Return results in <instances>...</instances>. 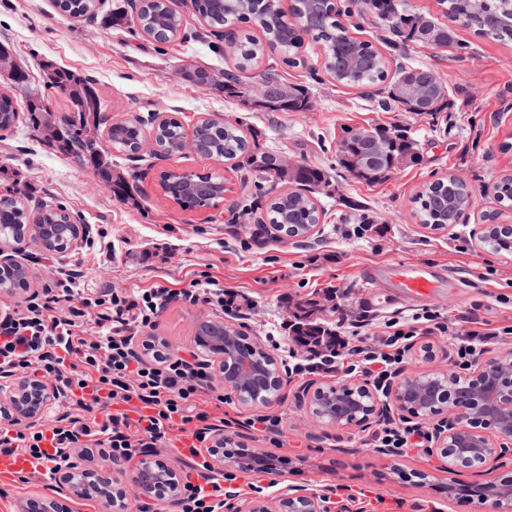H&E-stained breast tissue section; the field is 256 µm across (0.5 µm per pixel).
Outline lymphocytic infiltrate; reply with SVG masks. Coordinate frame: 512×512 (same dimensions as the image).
Segmentation results:
<instances>
[{
  "mask_svg": "<svg viewBox=\"0 0 512 512\" xmlns=\"http://www.w3.org/2000/svg\"><path fill=\"white\" fill-rule=\"evenodd\" d=\"M237 299V292L212 280L193 281L188 289L158 283L139 294L109 288L88 293L75 287L69 274H61L55 287L0 317V373L39 377L59 390L68 413L40 429L17 422L1 425L0 452L20 449L49 460L57 449L81 448L91 441L107 448L112 459L128 462L140 449L168 447L170 431L189 424L188 454L198 458L210 416L196 402L204 395L224 399L210 362L195 355L143 360L129 333L154 328L161 306L174 300L220 309ZM416 336L448 337L466 369L491 346L512 339V324L486 328L471 320L451 323L426 311L404 321L387 319L352 346L345 345L339 330L329 328L314 340H303L305 353L293 358L288 370L295 375L336 370L349 355L379 384L403 362L407 342ZM97 408L106 410L104 420L89 419ZM199 476L178 490L177 512H218L223 507L224 488L207 462L200 461Z\"/></svg>",
  "mask_w": 512,
  "mask_h": 512,
  "instance_id": "lymphocytic-infiltrate-1",
  "label": "lymphocytic infiltrate"
}]
</instances>
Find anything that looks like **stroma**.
<instances>
[{"label": "stroma", "mask_w": 512, "mask_h": 512, "mask_svg": "<svg viewBox=\"0 0 512 512\" xmlns=\"http://www.w3.org/2000/svg\"><path fill=\"white\" fill-rule=\"evenodd\" d=\"M104 7L125 10L121 29L63 17L51 0H0V44L11 46L30 76L27 89L0 83V93L22 108L28 90H35L49 102L54 118H64L66 97L44 80L45 68L53 65L89 78L99 91L103 115L111 120L164 113L179 118L188 131L205 117L239 122L257 147L324 169L326 181L313 193L320 219L303 238L261 231L265 207L283 184L247 180L235 162L217 163L189 151L114 157L113 176L132 179L135 186V201L119 200L95 183L90 164L48 146L23 116L0 136V195L22 192L29 206H64L90 230L81 246L63 256H46L31 242L16 252L29 271L32 292L54 287L63 268L78 270L77 286L88 291L136 292L157 282L186 288L207 277L237 289L240 305L222 311L180 300L161 310L152 334L178 356L194 350L200 321L223 319L242 326L276 359H287L297 308L307 300L310 321L327 328L341 321L370 326L423 310L440 312L452 323L474 318L496 327L512 321V307L496 300L500 294L512 297V256L483 250L478 241L488 215L512 221V210L500 206L491 190L512 173V43L458 24L448 46L408 40L397 50L381 21L351 15V36L378 47L391 68L434 71L447 88V107L432 114L383 109L388 84H337L322 67L319 45L308 40L300 50L303 66H288L273 54L262 67L282 82L305 86L310 110L271 112L254 93L256 72L242 73L233 97L223 86L201 87L189 79L197 68L222 75L234 69L235 60L217 52L223 42L218 30L199 20L185 0L179 6L181 37L168 43L142 35L132 0H104ZM378 125L409 128L418 157L401 163L386 180L366 184L337 165V144L342 128ZM164 170L223 178V202L215 208H182L159 186ZM448 175L466 182L471 206L459 223L446 228L420 224L414 196ZM419 263L444 269L456 287L429 299H409L398 297L383 280L366 288L360 276L367 265ZM455 361L447 339L418 336L410 341L403 367L444 369ZM315 381L312 375L288 378L279 397L264 405L245 407L231 398L209 404L215 418L232 421L229 436L288 462L280 474L224 469V487L236 492L239 503L271 498L291 486L325 497L329 512H484L478 499L449 500L448 472L430 451L399 456L373 447L368 442L376 429L372 423L349 429L315 426L299 404L303 389ZM258 415L280 419L278 443L249 428ZM362 489L367 497L355 500Z\"/></svg>", "instance_id": "35a3bbf8"}]
</instances>
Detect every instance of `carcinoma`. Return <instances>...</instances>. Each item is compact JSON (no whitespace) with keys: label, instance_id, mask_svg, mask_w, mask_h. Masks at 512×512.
<instances>
[{"label":"carcinoma","instance_id":"cac0c4a2","mask_svg":"<svg viewBox=\"0 0 512 512\" xmlns=\"http://www.w3.org/2000/svg\"><path fill=\"white\" fill-rule=\"evenodd\" d=\"M56 8L70 16L90 15L101 18L108 27L124 24L125 16L101 10L97 0H55ZM445 13L466 24L480 36L502 42H512V0H481L473 7L471 0H441ZM191 8L213 28H230L228 49L240 72L256 69L265 54L276 52L288 66H297L296 57L301 45L294 39L290 20L275 10L267 0H191ZM367 9L378 12L396 33L429 45H446L453 41L454 31L434 20L398 11L391 0H368ZM341 9L333 0L313 3L311 0H293L291 16L300 18L309 28L312 40L323 48V68L336 83L351 87H371L388 78V65L382 54L368 41L348 36L341 20ZM137 21L142 34L151 38L157 32L165 35L163 42L178 39L181 35V15L171 0H141ZM250 24L261 30L263 39H257L239 29ZM61 79L54 85L69 102V115L64 130L65 154L80 161H90L93 166L108 174L111 163L100 162L99 154L92 152L83 138L88 128L98 129L101 101L93 83L68 69L60 70ZM390 100L406 112H437L447 103V90L436 75L427 68H400L390 86ZM308 92L302 85L295 86L294 96L285 104L268 102L265 108L272 112H302L306 110ZM16 109L10 97H0V123L14 126ZM375 139L359 140L349 129L343 130L336 154L338 165L353 178L364 183H377L389 176L398 164L408 158L407 143L410 137L402 129L376 127ZM204 152L224 160H241L261 177H277L286 184L312 189L325 181L322 169L300 164L288 173L273 172L268 166L273 156L270 151L250 146L242 131L230 122H201L193 129ZM144 137L140 125L121 121L112 125L107 133L110 149L129 155ZM160 149L168 156L181 153L185 129L175 118L154 131ZM164 193L183 207H210L224 200L215 195L198 198L191 195L184 182L174 177L163 182ZM414 215L419 222L443 229L457 222L459 215L472 203L468 187L451 177L439 178L424 186L413 199ZM67 219L66 208L45 205L41 214L30 217L21 199L0 198V241L11 243V226L14 224H51ZM319 222L318 207L314 200L296 190L274 197L266 205L265 219L260 226L272 229L291 238L306 236Z\"/></svg>","mask_w":512,"mask_h":512}]
</instances>
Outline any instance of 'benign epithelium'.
Wrapping results in <instances>:
<instances>
[{
    "instance_id": "benign-epithelium-1",
    "label": "benign epithelium",
    "mask_w": 512,
    "mask_h": 512,
    "mask_svg": "<svg viewBox=\"0 0 512 512\" xmlns=\"http://www.w3.org/2000/svg\"><path fill=\"white\" fill-rule=\"evenodd\" d=\"M0 79L12 85L27 83L26 72L12 50L0 47ZM294 88L277 82L264 85L261 95L286 102ZM54 236L62 252L75 250L87 233V227L71 220L45 227ZM496 233L512 240V225L498 224L495 218L482 225L479 241L486 244ZM25 267L0 246V294H25L22 283ZM203 343L212 349L209 356L216 377L224 380V391L243 406L267 403L276 398L283 377L276 359L240 326L223 320L206 322ZM56 400L55 391L44 382L24 378L0 382V415L38 422ZM300 404L318 427H362L381 417L393 406L408 418L443 424L435 436L432 453L447 459L449 474L501 462L512 457V358L493 357L481 363L466 382L450 369L437 371H401L380 398L362 383L325 381L306 388ZM215 465L226 467H263L277 470L275 459L256 448H246L233 438L216 431L208 448ZM58 492L70 498H104L112 503V512H129L126 491L121 480L107 470L94 467L75 448L58 450L50 471ZM133 482L144 499L163 500L172 496L179 484L178 473L162 460L146 454L136 464ZM485 512H512V482L484 489ZM24 512H64L55 497L36 494ZM224 512H327L325 502L304 489L282 488L272 499H255L246 507L225 502Z\"/></svg>"
}]
</instances>
